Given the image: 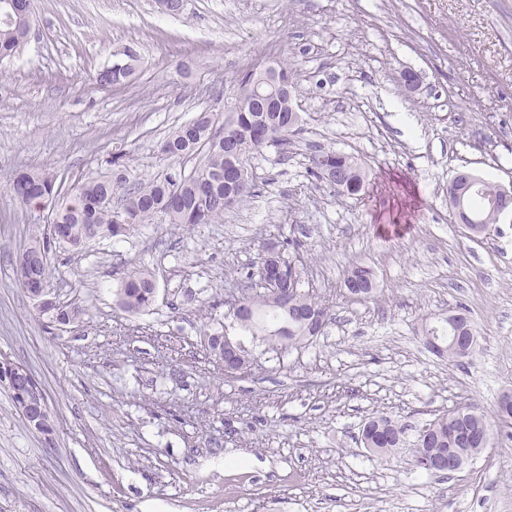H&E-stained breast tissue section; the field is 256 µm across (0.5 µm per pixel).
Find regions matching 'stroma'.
Returning <instances> with one entry per match:
<instances>
[{"label": "stroma", "mask_w": 512, "mask_h": 512, "mask_svg": "<svg viewBox=\"0 0 512 512\" xmlns=\"http://www.w3.org/2000/svg\"><path fill=\"white\" fill-rule=\"evenodd\" d=\"M34 3L23 51L0 60V356L42 384L56 430H31L0 389V512H197V472L212 480L208 512H512V430L445 477L360 441L372 416L418 427L463 401L493 413L512 391V215L473 238L448 204L460 172L512 186V0H184L176 15L159 0ZM128 46L136 78L97 85ZM283 59L303 130L287 161L256 154L253 198L220 224L54 248L51 295L83 315L40 317L15 255L50 212L11 197L15 173L53 168L71 184L120 149L139 177L174 170L168 133L225 111L243 71ZM406 68L419 91L401 84ZM315 145L364 161L360 195L307 179ZM286 237L338 305L322 335L281 351L233 326L225 302ZM357 265L375 282L361 300L343 295ZM138 267L158 291L133 316L114 289ZM460 305L478 342L452 366L421 329ZM223 331L252 351L253 374L213 362L204 338Z\"/></svg>", "instance_id": "1"}]
</instances>
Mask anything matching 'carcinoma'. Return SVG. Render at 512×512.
<instances>
[{
  "instance_id": "carcinoma-1",
  "label": "carcinoma",
  "mask_w": 512,
  "mask_h": 512,
  "mask_svg": "<svg viewBox=\"0 0 512 512\" xmlns=\"http://www.w3.org/2000/svg\"><path fill=\"white\" fill-rule=\"evenodd\" d=\"M15 5L11 21L0 22V58L12 57L28 40L31 29L30 0H8ZM124 58L101 70L96 77L102 86L124 85L139 65L137 52L123 51ZM302 117L292 104L278 112H256L245 105L238 112H200L192 120L177 126L160 145L167 158L182 162L194 161L188 171L167 172L150 179L133 174L132 155L115 153L108 160V173L78 183L68 190L58 182L57 172L50 169L22 171L14 178L10 190L24 206H45L53 201L52 220L47 227L34 224L29 241L19 247L16 267L29 268L33 277L17 276L20 288L28 295L43 288L50 290V258L42 265L31 264L38 251L49 254L58 243L79 252L96 238H119L135 231L142 224H172L191 228L199 224H220L224 210L239 206L251 198L254 188L251 160L265 148L278 150V161H285L282 149L290 136L300 130ZM236 161L244 170L245 184L231 202L225 201L230 188L224 183V171ZM308 174L325 184L339 196H355L364 188L365 171L358 158L334 150H320L310 160ZM464 193L468 222L465 227L479 226L482 233L498 223L504 205L500 186L466 174L448 187L449 205L458 193ZM280 257L285 271L273 278L269 286L257 285L261 269L266 267L265 253L257 254L245 279L240 281L243 309L235 315L239 327L271 345L290 347L309 342L321 334L333 320L330 302L303 290L302 274L307 267V251L288 238L281 242ZM345 294L366 297L374 290L372 271L356 266L344 280ZM118 307L139 314L150 310L157 296V281L144 268H134L121 277L115 291ZM39 314L52 323L68 325L81 318L82 309L61 305L56 301L37 306ZM454 326L424 327L423 341L433 338L442 345L440 357L451 365L462 363V355L448 347V340L458 334L476 335V329L463 306L453 310ZM223 334L206 338L207 351L214 360L224 363ZM242 359L229 364L245 374L257 359L245 347L239 348ZM512 426V401L499 402L495 420L467 402H459L416 429L413 444L426 448L435 462L452 451L489 448L494 439L493 423ZM407 442L406 428L388 416L368 418L362 427L361 443L369 453L389 457Z\"/></svg>"
}]
</instances>
